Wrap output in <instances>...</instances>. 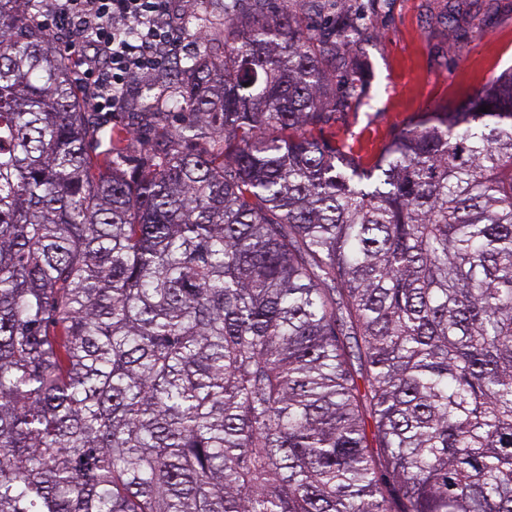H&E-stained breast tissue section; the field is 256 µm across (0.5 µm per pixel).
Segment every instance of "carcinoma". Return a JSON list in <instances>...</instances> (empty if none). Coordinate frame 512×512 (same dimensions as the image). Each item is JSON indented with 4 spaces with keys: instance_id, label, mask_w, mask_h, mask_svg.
Wrapping results in <instances>:
<instances>
[{
    "instance_id": "cac0c4a2",
    "label": "carcinoma",
    "mask_w": 512,
    "mask_h": 512,
    "mask_svg": "<svg viewBox=\"0 0 512 512\" xmlns=\"http://www.w3.org/2000/svg\"><path fill=\"white\" fill-rule=\"evenodd\" d=\"M312 2L224 5L131 165L165 113L0 0V512H512V70L351 164Z\"/></svg>"
}]
</instances>
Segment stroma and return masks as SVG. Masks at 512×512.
<instances>
[{
	"instance_id": "stroma-1",
	"label": "stroma",
	"mask_w": 512,
	"mask_h": 512,
	"mask_svg": "<svg viewBox=\"0 0 512 512\" xmlns=\"http://www.w3.org/2000/svg\"><path fill=\"white\" fill-rule=\"evenodd\" d=\"M183 18L176 23L186 53L200 33L224 32V0H173ZM430 0H375L366 9L357 51L368 62L360 98L324 125L322 136L361 162L372 163L393 138L422 113L468 100L512 66V0H493L483 32L431 20ZM172 89L151 75L137 79L122 110L103 113L108 124L125 123L129 113L170 107Z\"/></svg>"
}]
</instances>
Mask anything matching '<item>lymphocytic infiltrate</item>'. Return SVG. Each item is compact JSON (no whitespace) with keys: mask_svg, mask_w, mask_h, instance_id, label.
Here are the masks:
<instances>
[{"mask_svg":"<svg viewBox=\"0 0 512 512\" xmlns=\"http://www.w3.org/2000/svg\"><path fill=\"white\" fill-rule=\"evenodd\" d=\"M169 8L170 0H52L48 23L71 34L93 111H119L130 78L177 52Z\"/></svg>","mask_w":512,"mask_h":512,"instance_id":"f902f5d3","label":"lymphocytic infiltrate"}]
</instances>
